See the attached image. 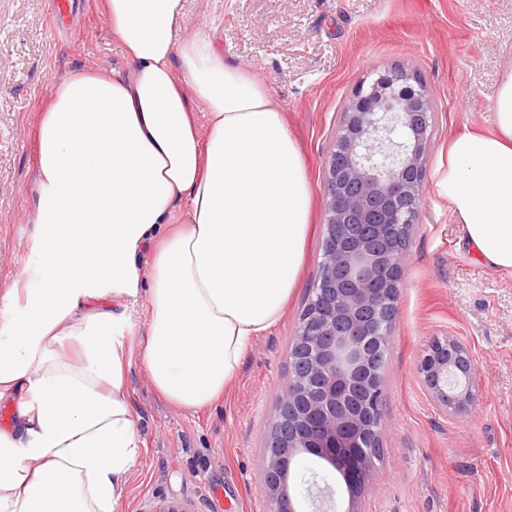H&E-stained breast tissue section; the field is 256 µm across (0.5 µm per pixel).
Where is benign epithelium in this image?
Masks as SVG:
<instances>
[{
	"label": "benign epithelium",
	"instance_id": "obj_1",
	"mask_svg": "<svg viewBox=\"0 0 512 512\" xmlns=\"http://www.w3.org/2000/svg\"><path fill=\"white\" fill-rule=\"evenodd\" d=\"M437 104L408 64L361 82L345 102L323 170L319 273L289 347L261 461L269 512H302L293 463L312 455L338 472L343 512H361L372 456L381 447L385 375L406 244L426 185ZM416 375L443 414L474 406L480 387L467 344L433 338ZM311 512H335L328 486L307 489Z\"/></svg>",
	"mask_w": 512,
	"mask_h": 512
}]
</instances>
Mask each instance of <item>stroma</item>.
Listing matches in <instances>:
<instances>
[{
    "instance_id": "35a3bbf8",
    "label": "stroma",
    "mask_w": 512,
    "mask_h": 512,
    "mask_svg": "<svg viewBox=\"0 0 512 512\" xmlns=\"http://www.w3.org/2000/svg\"><path fill=\"white\" fill-rule=\"evenodd\" d=\"M47 0H0V320L6 292L45 257L32 247L27 212L36 177V111L53 79L72 68L121 70L100 0H78L74 26L53 34ZM203 30L280 102L313 190L311 235L300 280L281 319L245 354L222 401L177 409L137 364L147 304L131 312L128 393L144 442L118 512L160 500L189 512H268L259 467L288 346L318 275L324 159L342 107L373 70L409 63L438 106L426 188L407 250L386 373L382 457L373 462L362 512H512V275L485 267L466 245L437 187L448 140L492 126L496 89L512 65V0H186L183 32ZM471 348L481 392L474 409L444 416L424 397L415 363L436 336ZM296 492L311 482L348 495L339 474L300 457Z\"/></svg>"
}]
</instances>
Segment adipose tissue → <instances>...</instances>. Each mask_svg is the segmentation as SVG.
Masks as SVG:
<instances>
[{"instance_id": "obj_1", "label": "adipose tissue", "mask_w": 512, "mask_h": 512, "mask_svg": "<svg viewBox=\"0 0 512 512\" xmlns=\"http://www.w3.org/2000/svg\"><path fill=\"white\" fill-rule=\"evenodd\" d=\"M130 63L55 79L35 125L36 281L0 321V512H117L139 458L127 380L140 361L171 406L224 396L281 318L311 231L312 188L268 86L208 33L175 40L184 0H101ZM207 104L199 123L197 104ZM470 250L512 274V72L489 130L448 142L440 179Z\"/></svg>"}]
</instances>
